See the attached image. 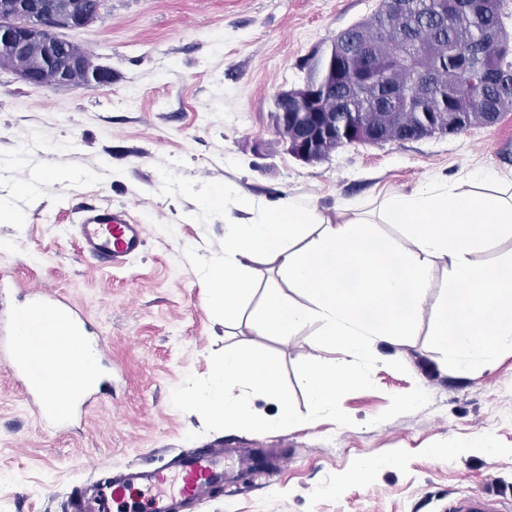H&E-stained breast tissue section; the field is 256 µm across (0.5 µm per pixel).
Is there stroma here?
<instances>
[{"mask_svg":"<svg viewBox=\"0 0 512 512\" xmlns=\"http://www.w3.org/2000/svg\"><path fill=\"white\" fill-rule=\"evenodd\" d=\"M380 0H103L61 36L111 75L100 87H32L0 71V282L39 284L73 302L107 341L112 395L46 429L0 363V512H61L98 469L162 465L219 442L262 441L287 459L242 476L201 512H448L488 494L512 512V351L458 372L434 330L448 279L438 264L399 342L374 341L363 382L301 428L256 434L191 407L225 350L273 360L290 409L307 414L302 375L334 359L316 329L256 335L250 312L224 321L202 270L224 257V213L202 197L231 186L260 205L284 197L327 216L365 209L461 171L512 181V111L455 135L340 147L307 164L272 127L275 95L301 85L337 34ZM127 208L139 253L96 268L76 226L86 206ZM380 466L361 472L362 461Z\"/></svg>","mask_w":512,"mask_h":512,"instance_id":"stroma-1","label":"stroma"}]
</instances>
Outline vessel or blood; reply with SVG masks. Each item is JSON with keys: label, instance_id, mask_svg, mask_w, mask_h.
Returning a JSON list of instances; mask_svg holds the SVG:
<instances>
[{"label": "vessel or blood", "instance_id": "vessel-or-blood-1", "mask_svg": "<svg viewBox=\"0 0 512 512\" xmlns=\"http://www.w3.org/2000/svg\"><path fill=\"white\" fill-rule=\"evenodd\" d=\"M83 251L101 266L121 264L143 246L144 224L126 208L89 211L81 220ZM101 338L88 335L82 315L63 296L41 287L12 302L0 293V360L19 375L42 424L66 426L77 408L106 393L109 382L90 371L79 384L68 382L70 366L81 357L100 360ZM264 449L244 452L220 446L186 454L172 466H130L127 471L76 486L69 512H195L215 490L262 464L273 463ZM448 512H499L491 498L472 494L454 499Z\"/></svg>", "mask_w": 512, "mask_h": 512}]
</instances>
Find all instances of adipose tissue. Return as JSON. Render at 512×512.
Instances as JSON below:
<instances>
[{
	"instance_id": "obj_1",
	"label": "adipose tissue",
	"mask_w": 512,
	"mask_h": 512,
	"mask_svg": "<svg viewBox=\"0 0 512 512\" xmlns=\"http://www.w3.org/2000/svg\"><path fill=\"white\" fill-rule=\"evenodd\" d=\"M202 204L249 215L244 223L226 220L224 260L205 274L214 287V308L235 317L255 291L256 264L273 263L288 287L264 290L252 330L288 337L313 325L321 344L338 350L335 361L303 375L313 414L332 413L337 392L364 379L362 362L372 341L407 335L442 262L448 280L434 327L459 370L512 350V262L473 258L480 248L512 239V189L503 177L467 172L408 194L385 193L376 219L401 226L399 242L376 235L368 218L334 220L290 197L266 209L227 187ZM252 392L274 399L280 415L259 417L248 398ZM192 405L220 414L225 425L256 431L307 422L290 411L275 365L243 346L225 351L209 388Z\"/></svg>"
}]
</instances>
